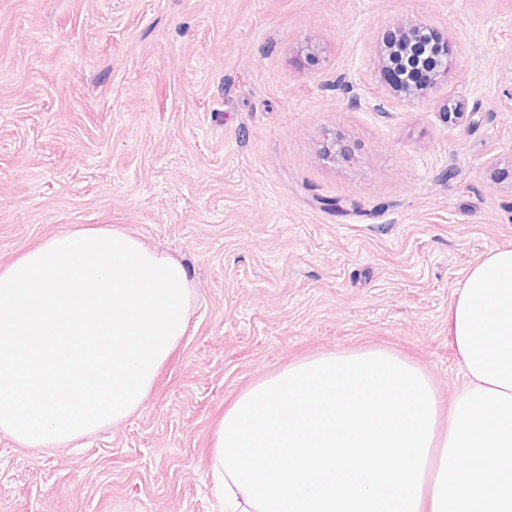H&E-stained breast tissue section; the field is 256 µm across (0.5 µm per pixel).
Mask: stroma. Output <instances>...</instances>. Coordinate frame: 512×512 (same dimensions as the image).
<instances>
[{
	"label": "stroma",
	"mask_w": 512,
	"mask_h": 512,
	"mask_svg": "<svg viewBox=\"0 0 512 512\" xmlns=\"http://www.w3.org/2000/svg\"><path fill=\"white\" fill-rule=\"evenodd\" d=\"M407 19L452 64L404 103L378 48ZM100 224L188 267V332L125 422L0 435V512H213L225 408L329 351L450 404L455 290L512 244V0H0V265Z\"/></svg>",
	"instance_id": "obj_1"
}]
</instances>
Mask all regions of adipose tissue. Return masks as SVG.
Segmentation results:
<instances>
[{
	"instance_id": "ef3b65f1",
	"label": "adipose tissue",
	"mask_w": 512,
	"mask_h": 512,
	"mask_svg": "<svg viewBox=\"0 0 512 512\" xmlns=\"http://www.w3.org/2000/svg\"><path fill=\"white\" fill-rule=\"evenodd\" d=\"M463 385L449 409L418 365L367 349L264 376L212 440L218 512H512V245L448 314Z\"/></svg>"
}]
</instances>
